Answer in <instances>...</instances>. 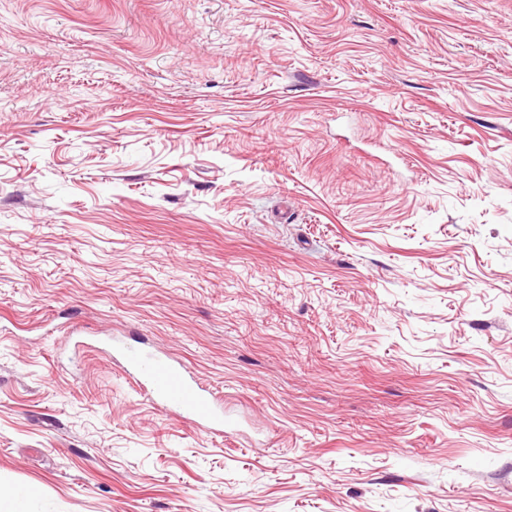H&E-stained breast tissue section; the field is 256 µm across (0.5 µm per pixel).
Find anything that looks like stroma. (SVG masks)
Listing matches in <instances>:
<instances>
[{
	"label": "stroma",
	"mask_w": 512,
	"mask_h": 512,
	"mask_svg": "<svg viewBox=\"0 0 512 512\" xmlns=\"http://www.w3.org/2000/svg\"><path fill=\"white\" fill-rule=\"evenodd\" d=\"M0 488L512 512V0H0ZM113 358L160 407L172 410L207 434L226 433L224 406L204 390L181 363L143 347L116 340Z\"/></svg>",
	"instance_id": "35a3bbf8"
}]
</instances>
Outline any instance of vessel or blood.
Here are the masks:
<instances>
[{
  "label": "vessel or blood",
  "mask_w": 512,
  "mask_h": 512,
  "mask_svg": "<svg viewBox=\"0 0 512 512\" xmlns=\"http://www.w3.org/2000/svg\"><path fill=\"white\" fill-rule=\"evenodd\" d=\"M112 354L160 407L177 412L207 434L229 429L230 422L224 415L223 405L200 387L181 363L121 340L113 344Z\"/></svg>",
  "instance_id": "1"
}]
</instances>
